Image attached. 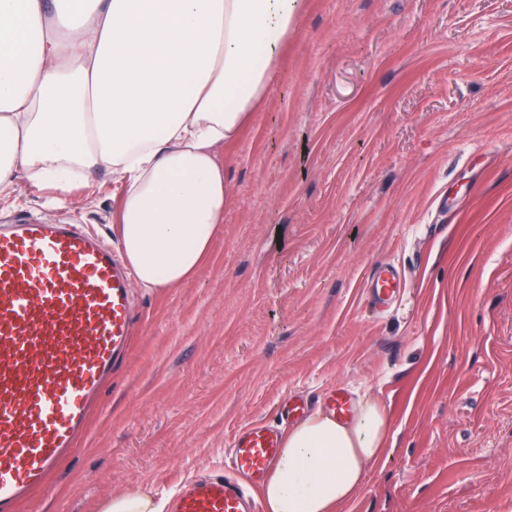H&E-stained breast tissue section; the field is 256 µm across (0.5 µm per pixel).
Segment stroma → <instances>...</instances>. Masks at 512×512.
I'll list each match as a JSON object with an SVG mask.
<instances>
[{
  "label": "stroma",
  "instance_id": "obj_1",
  "mask_svg": "<svg viewBox=\"0 0 512 512\" xmlns=\"http://www.w3.org/2000/svg\"><path fill=\"white\" fill-rule=\"evenodd\" d=\"M280 73L221 153L224 231L177 288H133L137 334L80 449L20 512H101L223 474L244 424L332 387L389 411L393 448L341 512H512V0H305ZM123 186L18 217L119 244ZM403 286L386 310L377 264ZM365 288L373 309L383 311L401 288L400 274L391 266L378 267L367 277ZM164 507V499L148 489L114 495L102 512H163Z\"/></svg>",
  "mask_w": 512,
  "mask_h": 512
}]
</instances>
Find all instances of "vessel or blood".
<instances>
[{"label": "vessel or blood", "instance_id": "b4317fda", "mask_svg": "<svg viewBox=\"0 0 512 512\" xmlns=\"http://www.w3.org/2000/svg\"><path fill=\"white\" fill-rule=\"evenodd\" d=\"M400 286L395 268L372 270L374 310ZM133 327L128 274L94 235L73 224L0 225V512H19L79 447ZM325 408L344 421L354 404L338 388ZM280 448L273 426H245L230 443L232 476L189 483L174 512H259L253 488Z\"/></svg>", "mask_w": 512, "mask_h": 512}]
</instances>
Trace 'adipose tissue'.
Instances as JSON below:
<instances>
[{
	"mask_svg": "<svg viewBox=\"0 0 512 512\" xmlns=\"http://www.w3.org/2000/svg\"><path fill=\"white\" fill-rule=\"evenodd\" d=\"M304 0H0V199L18 177L65 204L72 174L124 186L122 256L138 287L192 279L222 234L234 140L277 77ZM377 400L288 431L265 512H339L390 440Z\"/></svg>",
	"mask_w": 512,
	"mask_h": 512,
	"instance_id": "1",
	"label": "adipose tissue"
}]
</instances>
